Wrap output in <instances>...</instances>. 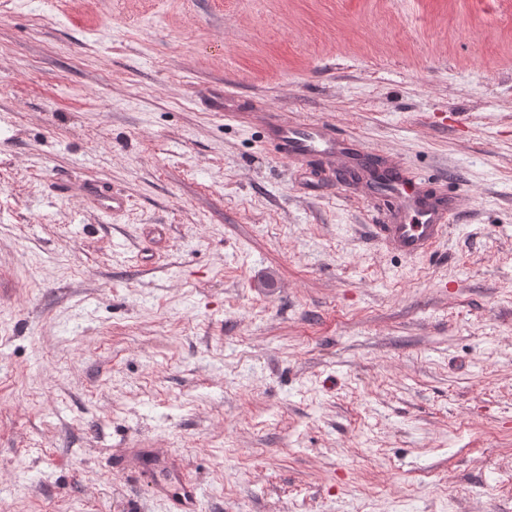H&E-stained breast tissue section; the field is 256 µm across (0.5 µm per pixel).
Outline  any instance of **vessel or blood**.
I'll return each mask as SVG.
<instances>
[{
    "label": "vessel or blood",
    "instance_id": "b4317fda",
    "mask_svg": "<svg viewBox=\"0 0 512 512\" xmlns=\"http://www.w3.org/2000/svg\"><path fill=\"white\" fill-rule=\"evenodd\" d=\"M262 122L267 139L282 158L317 155L340 160L349 170H365L370 166L368 148L339 134L329 123L289 121L271 112L263 114ZM382 173L387 178L382 189L392 196L393 205L402 219L395 224L379 225L381 236L405 256L417 257L426 253L447 231L445 206L418 192L402 166L384 165ZM82 195L105 214L113 215L124 209L122 196L109 186L90 182L84 185ZM133 456L138 472L158 473L154 490L165 497L169 512H200L201 490L194 480L179 473L167 459L155 455L153 449H134Z\"/></svg>",
    "mask_w": 512,
    "mask_h": 512
}]
</instances>
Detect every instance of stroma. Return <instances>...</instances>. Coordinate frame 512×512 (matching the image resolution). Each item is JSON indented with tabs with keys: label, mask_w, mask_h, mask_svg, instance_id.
Returning <instances> with one entry per match:
<instances>
[{
	"label": "stroma",
	"mask_w": 512,
	"mask_h": 512,
	"mask_svg": "<svg viewBox=\"0 0 512 512\" xmlns=\"http://www.w3.org/2000/svg\"><path fill=\"white\" fill-rule=\"evenodd\" d=\"M264 112L452 197L446 237L388 246ZM133 448L201 512H512V0H0V512H167ZM266 138L285 159H300L309 155L340 160L347 170L370 167L371 152L353 139L336 132L323 121H288L277 113L263 114ZM82 196L108 215L122 212L124 209L125 202L122 196L104 184L86 183L82 189ZM134 462H127L128 465L137 469L143 474L150 470L156 474H164L167 478L158 477L154 491L165 498L169 504L170 512H199L201 508V490L197 483L189 477L176 471L178 467L160 456L154 455L152 448H134ZM169 461V462H168ZM168 481L177 485L175 492H169Z\"/></svg>",
	"instance_id": "1"
}]
</instances>
